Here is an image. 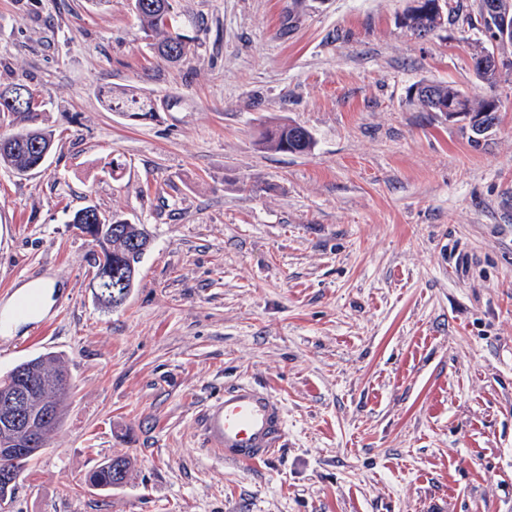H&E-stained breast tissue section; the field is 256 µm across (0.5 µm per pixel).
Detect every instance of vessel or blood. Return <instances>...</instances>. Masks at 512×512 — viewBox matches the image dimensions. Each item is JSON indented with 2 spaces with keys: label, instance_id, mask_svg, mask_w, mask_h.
Here are the masks:
<instances>
[{
  "label": "vessel or blood",
  "instance_id": "vessel-or-blood-1",
  "mask_svg": "<svg viewBox=\"0 0 512 512\" xmlns=\"http://www.w3.org/2000/svg\"><path fill=\"white\" fill-rule=\"evenodd\" d=\"M202 429L207 446L222 453L225 462L255 464L281 447L286 417L273 393L242 382L207 405Z\"/></svg>",
  "mask_w": 512,
  "mask_h": 512
}]
</instances>
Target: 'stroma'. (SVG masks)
<instances>
[{
  "instance_id": "stroma-1",
  "label": "stroma",
  "mask_w": 512,
  "mask_h": 512,
  "mask_svg": "<svg viewBox=\"0 0 512 512\" xmlns=\"http://www.w3.org/2000/svg\"><path fill=\"white\" fill-rule=\"evenodd\" d=\"M408 2L175 0L174 66L129 0H0V83L55 132L36 172L0 167V319L21 285L60 287L0 334V376L51 351L73 383L9 512H512V73L473 72L479 0L425 38ZM421 81L497 100L492 126L423 111ZM283 122L313 149L260 148ZM86 206L151 237L115 308L69 223ZM240 381L287 414L258 464L202 435ZM115 455L128 482L87 486ZM106 105L112 112H118L122 116L140 115L143 119L152 117L154 104L150 98L142 97L137 94L120 93L113 90L105 93ZM55 282L53 281H34L23 285L19 291L18 299L22 298L25 300L32 290H39V299L43 305V309L40 310L37 315H41L43 310L54 303L53 297L58 295L56 290Z\"/></svg>"
}]
</instances>
